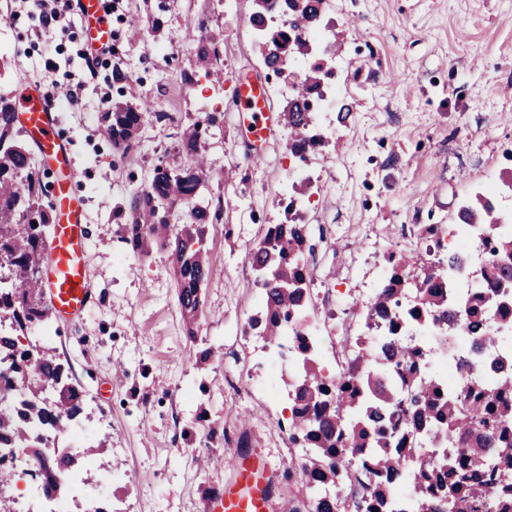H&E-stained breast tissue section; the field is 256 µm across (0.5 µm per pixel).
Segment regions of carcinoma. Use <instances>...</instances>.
Wrapping results in <instances>:
<instances>
[{
    "label": "carcinoma",
    "instance_id": "obj_1",
    "mask_svg": "<svg viewBox=\"0 0 512 512\" xmlns=\"http://www.w3.org/2000/svg\"><path fill=\"white\" fill-rule=\"evenodd\" d=\"M315 0H284V25L263 37L260 55L266 66L287 80L293 74L291 58L282 51V42H292L300 53L306 42L303 34L319 24ZM220 45L206 33L193 37L192 49L198 60L209 66L219 57ZM322 73L315 69L294 86V99L283 109L288 127L289 149L306 142L312 118L309 95L321 82ZM146 101L133 105L116 102L104 113V133L112 140L116 155L130 150L146 122ZM218 117L202 112L182 133L180 143L190 163L173 168L163 163L154 165L149 181L136 191L129 202V222L125 240L142 252L152 245L174 246L178 300L183 313L194 317L199 311L201 288L209 275L207 252L203 240L207 225L218 220L229 202L224 197L203 198L201 187L207 178V160L203 152L210 130ZM18 127L13 105L0 97V324L10 320L7 330H0V363L6 362L12 372L25 379L26 393L20 405L0 412V438L14 439L40 457L42 438L34 434L30 422L37 421L53 430L67 428L83 411L80 392L66 382L64 369L45 344L24 347L19 333L45 324L51 313L43 300L38 269L48 229L52 224L49 207L40 203L42 180L32 165L31 151ZM177 203L190 206L189 222L173 224L172 209ZM466 217L489 224L490 211L479 200L464 209ZM285 243L267 246L262 240L252 250L253 267L269 286L268 303L277 310L293 309L301 301L303 288L295 273L302 251L298 240L284 236ZM499 259L492 262L484 275L505 287L512 285V235L498 242ZM294 254L290 263H281L280 254ZM394 364L409 363L416 351L402 344L389 347ZM401 383L412 387L410 399L402 397L389 376L372 371L364 378L367 402L355 406L348 402L344 390L331 392L318 379L317 370L303 366L295 381L296 396L320 413L303 420V439L310 442L312 453L306 464L316 473L327 467L336 471L333 457L342 441L352 448L373 449L376 472L382 474L374 487L379 505L393 512L402 506L411 512H512V479L499 469L498 461L512 458V378H503L488 387L479 381L459 394L448 391V397L430 395V389L410 375ZM51 390L54 397L43 393ZM390 412L414 427L442 423L448 425V437L462 448V465L455 467L454 477L438 482L441 498L433 506L421 497L403 505L401 492L405 485L419 484L430 478L433 466L418 456L406 462L402 456L404 441L393 428L382 424V414ZM75 458L69 454L44 465L42 482L46 489L59 485L60 468L71 469Z\"/></svg>",
    "mask_w": 512,
    "mask_h": 512
}]
</instances>
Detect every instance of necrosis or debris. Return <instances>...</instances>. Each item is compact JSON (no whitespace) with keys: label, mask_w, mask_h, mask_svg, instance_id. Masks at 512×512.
<instances>
[{"label":"necrosis or debris","mask_w":512,"mask_h":512,"mask_svg":"<svg viewBox=\"0 0 512 512\" xmlns=\"http://www.w3.org/2000/svg\"><path fill=\"white\" fill-rule=\"evenodd\" d=\"M328 0L320 6V23L308 31L307 57L296 59L295 74L308 68L321 67L324 78L314 93V122L309 140L291 152L285 170L283 191L278 206L289 223L302 227L304 238L314 233L311 214L315 204L327 191L324 176L314 174L311 156L335 146L340 137L336 125L340 109L341 88L345 81L344 69L335 67L329 51L335 19L330 14ZM474 197L486 204L498 224L500 232L512 234V145H507L496 161V169L486 181L474 184ZM491 238L488 225L460 222L434 224L429 233L413 238L411 245L420 257L421 271H403L400 259L405 254L402 242L373 239L366 256L374 269L370 280L354 289L351 301L344 310L342 327L335 336V351L327 353L325 337L328 327L324 316L325 299L314 293V276L306 263H299L303 279L304 297L290 318L282 322V334L270 340L265 329L272 311L266 290H259L256 304L245 312L236 328V339L250 344L264 373L239 378L240 386L265 390L276 398L287 401V414L273 421V428L283 441H290L296 432L298 415L303 403L297 402L293 390L281 389V376L296 377L303 362H328L329 369L320 381L328 388L345 387L352 401L364 399L362 367L354 359L366 355L375 370H393V363L383 358L379 346L359 351L356 339L363 336H383L388 342L402 343L416 350L413 373L416 379L438 394L448 390H466L472 381L493 383L504 375H512V348H491L481 344V330L495 328L512 332V292L502 293L495 280L482 278L481 268L491 261L487 247ZM435 296L439 302L434 311L422 305V295ZM496 296L494 304L476 308L479 298ZM455 313V325H448L446 316ZM458 351L468 360L465 370L449 379L442 361L449 351ZM407 447L426 450L440 471L448 469V430L443 426L424 427L417 431L402 428ZM310 450L306 442H298L297 450L286 461L295 481L312 488L322 499L342 505L348 487L367 482L372 477V451L351 448L347 456L351 467L342 475L332 476L322 471L308 476L304 461ZM7 462L0 466V486L25 483L29 495H37L41 483L34 477L39 468L37 460L29 458L25 447L18 442L0 439V457Z\"/></svg>","instance_id":"obj_1"}]
</instances>
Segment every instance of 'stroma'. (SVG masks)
<instances>
[{
  "mask_svg": "<svg viewBox=\"0 0 512 512\" xmlns=\"http://www.w3.org/2000/svg\"><path fill=\"white\" fill-rule=\"evenodd\" d=\"M350 54L343 135L321 165L333 179L315 214L321 239L304 257L324 287L335 288L336 311L353 257L366 255L372 237L398 240L405 224L448 223L472 183L498 158L512 136V9L504 0H334ZM251 0H149L160 29L144 25L131 37L124 10L111 14L115 51L84 64L78 18L61 13L42 29L30 0H0L9 17L7 68L0 96L14 98L29 80L55 99L59 133L69 151L72 187L87 216L88 265L95 303L77 322L52 321L48 342L68 381L81 390L80 439L62 440L89 487L112 470L128 480L97 497L105 512H206L208 487L230 472L216 456L233 457L224 431L240 430L251 450L281 468L288 449L271 427L284 402L228 385L227 371L253 370L250 347L237 362H197L200 351L223 350L239 314L257 298L249 254L261 227L277 224L282 161L288 155L284 121L262 162H251L232 110L235 75H264L248 20ZM204 15L211 35L227 41V61H216L224 83L204 79L188 44L171 34L192 31ZM197 87L185 97V79ZM72 99L60 98V90ZM148 98L154 112L124 160L104 134L102 115L115 102ZM220 124L206 144V187L230 198L221 225L204 241L210 275L194 325H186L169 251L152 248L135 265L123 261L124 208L157 160L183 165L182 130L200 111ZM241 236L225 240L224 227Z\"/></svg>",
  "mask_w": 512,
  "mask_h": 512,
  "instance_id": "stroma-1",
  "label": "stroma"
}]
</instances>
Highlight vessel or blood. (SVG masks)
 I'll list each match as a JSON object with an SVG mask.
<instances>
[{
	"instance_id": "vessel-or-blood-1",
	"label": "vessel or blood",
	"mask_w": 512,
	"mask_h": 512,
	"mask_svg": "<svg viewBox=\"0 0 512 512\" xmlns=\"http://www.w3.org/2000/svg\"><path fill=\"white\" fill-rule=\"evenodd\" d=\"M74 5L86 31L89 50L96 52L109 46L112 29L105 0H75ZM234 94L239 108L251 114V139L256 142L267 139L273 130V120L260 81L237 77ZM14 112L45 161L46 175L53 179L50 199L53 232L45 243L41 289L58 319L73 320L90 305L94 290L85 262L86 214L71 187L67 147L57 134L58 110L37 84L27 83ZM229 467L232 476L209 497L207 512H278L279 505L272 494L274 470L264 457L238 454L231 459Z\"/></svg>"
}]
</instances>
